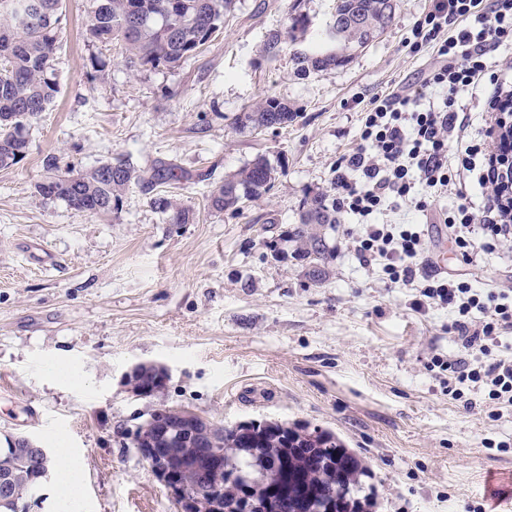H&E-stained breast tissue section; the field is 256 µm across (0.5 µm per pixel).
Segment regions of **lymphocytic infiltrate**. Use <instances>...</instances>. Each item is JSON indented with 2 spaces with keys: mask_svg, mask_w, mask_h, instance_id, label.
<instances>
[{
  "mask_svg": "<svg viewBox=\"0 0 512 512\" xmlns=\"http://www.w3.org/2000/svg\"><path fill=\"white\" fill-rule=\"evenodd\" d=\"M411 50L429 47L436 62L414 84L373 97L361 117L360 141L336 162L332 204L357 218L359 234L347 247L361 267L379 268L387 286L412 287L413 309L450 308L448 327L461 355H433L428 363L448 376V393L464 409L482 405L489 418L512 408V357L496 353L512 330V289L483 293L466 281L435 272L425 257V231L414 224L376 223L385 207L404 201L432 211L438 197L454 193L443 215L454 244L469 265L504 249L512 226L503 217V168L486 140L494 131L472 129L459 92L498 84L502 72L489 52L512 43V0H433L412 29Z\"/></svg>",
  "mask_w": 512,
  "mask_h": 512,
  "instance_id": "lymphocytic-infiltrate-1",
  "label": "lymphocytic infiltrate"
}]
</instances>
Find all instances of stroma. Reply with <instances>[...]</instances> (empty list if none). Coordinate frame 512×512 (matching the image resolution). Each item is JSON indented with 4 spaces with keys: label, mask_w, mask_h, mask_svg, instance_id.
Instances as JSON below:
<instances>
[{
    "label": "stroma",
    "mask_w": 512,
    "mask_h": 512,
    "mask_svg": "<svg viewBox=\"0 0 512 512\" xmlns=\"http://www.w3.org/2000/svg\"><path fill=\"white\" fill-rule=\"evenodd\" d=\"M88 8L63 0L60 92L28 127L25 159L0 168V448L64 440L82 474L78 512H176L127 437L165 404L220 427L286 421L335 433L372 474L373 512L512 504V410L497 420L465 411L427 368L460 350L451 312L414 310L410 289L384 287L345 251L344 221L325 231L322 282L269 248L305 199L330 192L369 100L434 64L406 45L432 0H396L387 30L319 73L299 71L294 55L323 36L336 0H234L223 32L175 69L131 67L119 44L88 40ZM269 96L297 118L276 130L237 124ZM261 155L276 167L273 186L240 212L209 209L210 191ZM52 157L78 171L118 158L174 164L163 189L198 218L168 223L136 184L112 212L75 213L36 190ZM391 218L428 224L427 258L446 250L456 278L512 285L506 256L475 268L442 247L438 212ZM140 363L168 370L156 397L127 383Z\"/></svg>",
    "instance_id": "1"
}]
</instances>
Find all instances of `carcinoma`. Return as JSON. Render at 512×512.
Here are the masks:
<instances>
[{"label": "carcinoma", "mask_w": 512, "mask_h": 512, "mask_svg": "<svg viewBox=\"0 0 512 512\" xmlns=\"http://www.w3.org/2000/svg\"><path fill=\"white\" fill-rule=\"evenodd\" d=\"M33 0H0V168L20 163L27 155V126L55 101L60 88L55 59L61 39L62 0H42L46 18H29ZM233 0H90L86 31L104 45L125 43L132 66L178 67L196 57L202 46L224 26ZM394 0H337L334 39L311 53L294 58L301 69L323 72L341 66L366 48L371 35L392 22ZM297 112L277 96L267 97L257 109L238 117L244 127L277 129L295 120ZM49 175L36 186L40 196L64 201L78 214L112 211L131 183L152 188L173 176L175 165L137 169L123 159L101 163L75 173L47 161ZM275 168L260 156L236 177L224 181L208 196L214 211L236 212L240 205L269 189ZM153 207L170 224H190L195 213L173 197L157 193ZM336 223V209L328 195L307 200L291 239L295 256L308 263V275L319 281L327 246L320 227ZM138 396L151 397L165 388L152 367L131 377ZM150 436L161 449L160 466L176 474L182 484L203 490L194 512H299V492L306 493L305 512H366L373 505L365 493L370 471L336 435L307 425L280 422H243L232 428L211 423L184 408L145 422L132 433V443ZM220 458L222 481L207 484ZM0 484L9 496L29 499L39 486L49 459L26 448H0Z\"/></svg>", "instance_id": "carcinoma-1"}]
</instances>
